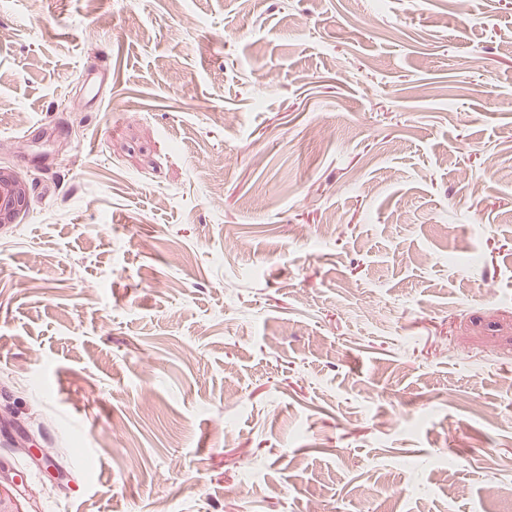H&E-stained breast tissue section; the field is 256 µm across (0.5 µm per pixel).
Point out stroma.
Here are the masks:
<instances>
[{
	"mask_svg": "<svg viewBox=\"0 0 512 512\" xmlns=\"http://www.w3.org/2000/svg\"><path fill=\"white\" fill-rule=\"evenodd\" d=\"M0 167L20 512H512V0H0ZM28 192L26 182L11 170L0 167V228L14 224L19 207L25 202Z\"/></svg>",
	"mask_w": 512,
	"mask_h": 512,
	"instance_id": "1",
	"label": "stroma"
}]
</instances>
